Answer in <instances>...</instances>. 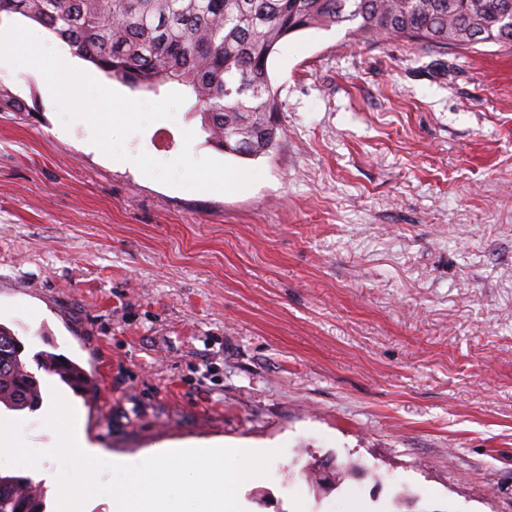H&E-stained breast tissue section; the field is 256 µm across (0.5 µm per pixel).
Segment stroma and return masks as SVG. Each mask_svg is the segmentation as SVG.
<instances>
[{"label": "stroma", "mask_w": 512, "mask_h": 512, "mask_svg": "<svg viewBox=\"0 0 512 512\" xmlns=\"http://www.w3.org/2000/svg\"><path fill=\"white\" fill-rule=\"evenodd\" d=\"M285 133L243 159L186 97L89 149L36 69L0 63V323L80 363L91 444L277 448L247 512H512V53L345 27L268 62ZM192 131L185 144L184 131ZM260 177L160 183L183 148Z\"/></svg>", "instance_id": "stroma-1"}]
</instances>
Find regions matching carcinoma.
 Returning <instances> with one entry per match:
<instances>
[{
  "label": "carcinoma",
  "mask_w": 512,
  "mask_h": 512,
  "mask_svg": "<svg viewBox=\"0 0 512 512\" xmlns=\"http://www.w3.org/2000/svg\"><path fill=\"white\" fill-rule=\"evenodd\" d=\"M2 13L39 23L133 91L187 88L208 141L242 158L268 154L284 134L268 61L294 33L350 23L358 42L512 49V26L501 24L512 0H0ZM24 349L0 323V404L33 412L43 398ZM36 363L76 394L92 386L84 367L60 354L42 351ZM0 512H46V490L0 473Z\"/></svg>",
  "instance_id": "carcinoma-1"
}]
</instances>
